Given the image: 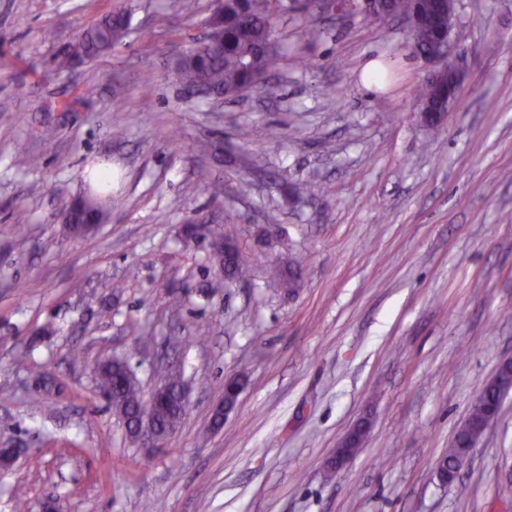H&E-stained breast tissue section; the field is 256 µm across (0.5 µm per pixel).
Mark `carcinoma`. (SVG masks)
<instances>
[{
    "instance_id": "1",
    "label": "carcinoma",
    "mask_w": 512,
    "mask_h": 512,
    "mask_svg": "<svg viewBox=\"0 0 512 512\" xmlns=\"http://www.w3.org/2000/svg\"><path fill=\"white\" fill-rule=\"evenodd\" d=\"M295 9L284 0H224V12L206 20L211 35L205 42L190 44L181 54L173 71V79L198 93H216L226 99L243 95L258 83L265 84L267 94L277 96L278 86L266 78L280 67L281 56L274 43L273 18L276 12ZM415 9L422 10L427 22L441 29L447 27L448 12L435 0H389L388 16L406 18ZM131 32V16L123 7H112L90 28L75 37L55 60L60 72L78 63L93 61L115 50ZM432 46V31L421 27L414 31L412 52L427 53ZM440 92L439 85L424 81L417 90L419 111H426ZM67 208L73 209L67 229L74 234L86 221L103 224L109 219L110 208L102 198L89 194L74 199ZM249 267L247 255L234 248L221 258V266L211 288H222L227 281L245 275ZM95 384L100 395L112 405L123 420L130 441L138 443L133 429L142 390L137 377L131 375L126 360L114 357L98 368ZM512 391V367L504 365L497 377L484 389V402L472 407L459 427L452 446L444 454L448 463H456L483 433L489 407H500Z\"/></svg>"
}]
</instances>
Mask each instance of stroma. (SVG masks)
<instances>
[{
	"mask_svg": "<svg viewBox=\"0 0 512 512\" xmlns=\"http://www.w3.org/2000/svg\"><path fill=\"white\" fill-rule=\"evenodd\" d=\"M109 2L0 0V443L24 449L0 471V512L20 489L26 512H512V394L454 482L435 470L512 358V0H456L464 77L439 135L418 114L430 66L405 20L277 15L281 97L206 101L172 70L210 0L191 15L123 0L133 34L56 70ZM370 63L384 78L368 87ZM99 164L109 220L67 235L62 209ZM302 181L320 194L291 196ZM191 224L220 226L249 274L211 292V241L186 239ZM291 262L289 294L269 270ZM121 355L146 392L158 362L182 373L188 411L165 447L130 444L95 390L94 366ZM363 417L365 443L327 477ZM355 434L356 428L354 427L343 437L338 448L334 450L332 456L327 461V469L330 467L332 471L336 472V475L340 473L357 452V450L353 451L350 449L354 446L352 442L354 441Z\"/></svg>",
	"mask_w": 512,
	"mask_h": 512,
	"instance_id": "stroma-1",
	"label": "stroma"
}]
</instances>
